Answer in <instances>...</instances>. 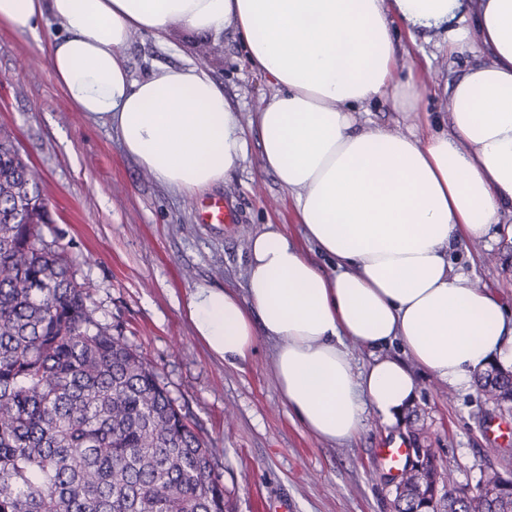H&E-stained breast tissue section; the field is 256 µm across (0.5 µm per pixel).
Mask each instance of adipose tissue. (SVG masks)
I'll return each instance as SVG.
<instances>
[{"mask_svg":"<svg viewBox=\"0 0 512 512\" xmlns=\"http://www.w3.org/2000/svg\"><path fill=\"white\" fill-rule=\"evenodd\" d=\"M48 16L63 31L47 49L55 82L161 186L193 197L223 183L258 132L302 236L263 225L242 290L194 288L187 309L227 365L272 344L281 399L310 435L352 441L368 410L396 424L419 369L466 391L489 366L512 368V315L449 259L462 241L512 239V0H0L13 30ZM174 22L235 30L275 87L249 121L199 66L132 77V33L160 41ZM401 29L479 56L451 89L448 131L354 126L376 98L420 109L413 80L393 79ZM355 345L369 353L360 367Z\"/></svg>","mask_w":512,"mask_h":512,"instance_id":"adipose-tissue-1","label":"adipose tissue"}]
</instances>
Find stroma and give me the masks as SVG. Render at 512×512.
<instances>
[{"mask_svg": "<svg viewBox=\"0 0 512 512\" xmlns=\"http://www.w3.org/2000/svg\"><path fill=\"white\" fill-rule=\"evenodd\" d=\"M59 32L50 19L33 34L0 26V127L39 172L61 244L76 258L99 319L122 329L215 449L231 512H392L396 483L380 469L378 451L397 436L433 449L450 489L473 493L494 477H512V408L478 388L456 392L420 374L418 396L400 423L384 426L369 411L358 438L330 444L283 405L269 343L259 341L237 368L211 356L189 319L188 296L199 285L241 288L249 237L261 225L299 236L288 192L262 169L259 137L250 135L246 159L208 192L223 199L232 223H201L199 197L160 186L111 131L73 111L46 62L47 42ZM440 41L435 30L401 40L395 71L415 78L439 129L447 114L434 86L474 63L468 53L448 55ZM125 54L136 79L160 66L202 67L245 119L273 93L230 28L214 38L176 24L162 45L138 32ZM451 259L512 311L511 242L457 245Z\"/></svg>", "mask_w": 512, "mask_h": 512, "instance_id": "obj_1", "label": "stroma"}]
</instances>
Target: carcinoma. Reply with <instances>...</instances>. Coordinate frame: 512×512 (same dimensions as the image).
I'll use <instances>...</instances> for the list:
<instances>
[{"instance_id":"1","label":"carcinoma","mask_w":512,"mask_h":512,"mask_svg":"<svg viewBox=\"0 0 512 512\" xmlns=\"http://www.w3.org/2000/svg\"><path fill=\"white\" fill-rule=\"evenodd\" d=\"M0 128V512H226L215 451L77 279ZM438 512H468L446 491Z\"/></svg>"}]
</instances>
